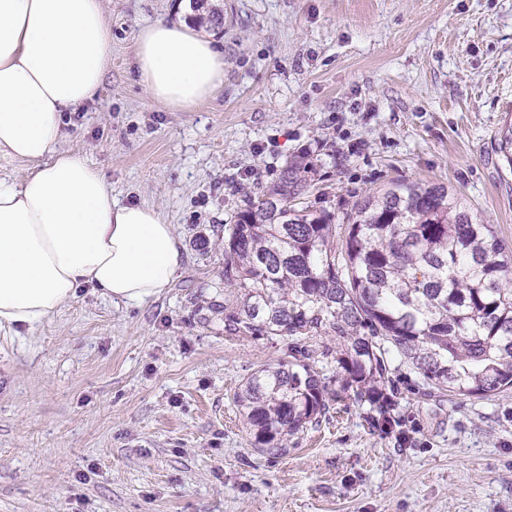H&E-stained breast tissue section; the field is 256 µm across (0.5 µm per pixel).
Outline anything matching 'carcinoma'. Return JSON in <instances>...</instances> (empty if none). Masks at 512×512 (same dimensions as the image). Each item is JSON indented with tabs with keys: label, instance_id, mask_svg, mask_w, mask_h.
<instances>
[{
	"label": "carcinoma",
	"instance_id": "cac0c4a2",
	"mask_svg": "<svg viewBox=\"0 0 512 512\" xmlns=\"http://www.w3.org/2000/svg\"><path fill=\"white\" fill-rule=\"evenodd\" d=\"M189 7L194 22L223 24L215 0ZM498 150L512 169L511 122ZM301 169L289 162L245 195L224 242V283L241 292L224 331L289 340L237 394L251 445L282 455L346 398L392 430V353L440 394L512 389V253L493 225L447 187L411 183L358 201L338 236L330 212L293 204L308 188Z\"/></svg>",
	"mask_w": 512,
	"mask_h": 512
}]
</instances>
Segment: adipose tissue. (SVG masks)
Segmentation results:
<instances>
[{"instance_id":"obj_1","label":"adipose tissue","mask_w":512,"mask_h":512,"mask_svg":"<svg viewBox=\"0 0 512 512\" xmlns=\"http://www.w3.org/2000/svg\"><path fill=\"white\" fill-rule=\"evenodd\" d=\"M105 0H0V156L28 163L0 178V329H33L81 286L141 303L182 265L175 225L145 204H119L80 153L63 149L62 114L91 101L112 61ZM139 84L188 112L224 84V52L186 23L135 35Z\"/></svg>"}]
</instances>
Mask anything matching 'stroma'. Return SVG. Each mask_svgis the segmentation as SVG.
<instances>
[{"mask_svg":"<svg viewBox=\"0 0 512 512\" xmlns=\"http://www.w3.org/2000/svg\"><path fill=\"white\" fill-rule=\"evenodd\" d=\"M177 0H107L112 65L63 115L64 148L115 200L175 224L159 297L91 289L35 330H0V512H512V389L451 399L397 365L398 431L345 400L272 457L236 394L288 351L234 335L224 236L244 193L306 164L302 202L343 216L410 182L462 195L512 249V0H222L224 85L192 112L149 98L135 34Z\"/></svg>","mask_w":512,"mask_h":512,"instance_id":"35a3bbf8","label":"stroma"}]
</instances>
